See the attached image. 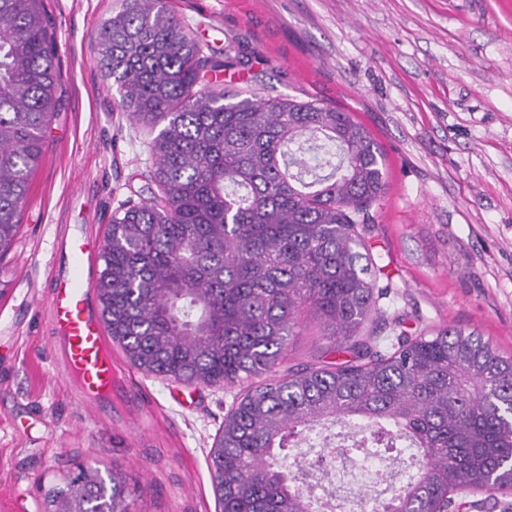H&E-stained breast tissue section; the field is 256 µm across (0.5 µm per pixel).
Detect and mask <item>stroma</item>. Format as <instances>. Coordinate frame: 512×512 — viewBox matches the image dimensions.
Instances as JSON below:
<instances>
[{"label":"stroma","instance_id":"35a3bbf8","mask_svg":"<svg viewBox=\"0 0 512 512\" xmlns=\"http://www.w3.org/2000/svg\"><path fill=\"white\" fill-rule=\"evenodd\" d=\"M122 0H44L56 35L59 111L31 178L0 289V512H45L77 465L122 473L129 512H218L210 449L237 387L146 375L120 349L112 405L81 401L54 349L56 239L101 243L120 206L159 195L149 144L101 64L98 29ZM203 54L246 65L204 88L315 100L350 112L385 157L372 251L392 288L379 305L408 334L445 325L512 354V0H168ZM314 322L286 366L342 362Z\"/></svg>","mask_w":512,"mask_h":512}]
</instances>
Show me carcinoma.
Masks as SVG:
<instances>
[{
  "label": "carcinoma",
  "mask_w": 512,
  "mask_h": 512,
  "mask_svg": "<svg viewBox=\"0 0 512 512\" xmlns=\"http://www.w3.org/2000/svg\"><path fill=\"white\" fill-rule=\"evenodd\" d=\"M128 116L151 141L161 198L112 216L96 293L112 343L148 375L240 393L211 448L220 512H311L313 485L279 450L325 422L417 473L393 512H449L475 492L512 495V355L476 331L367 330L390 284L371 253L384 155L351 115L315 100L198 87L201 47L164 0H127L96 37ZM60 73L44 0H0V260L14 250L33 172L58 111ZM333 366L280 369L305 316ZM114 472L81 468L48 512H128Z\"/></svg>",
  "instance_id": "carcinoma-1"
}]
</instances>
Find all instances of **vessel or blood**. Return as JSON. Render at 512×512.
Wrapping results in <instances>:
<instances>
[{
    "instance_id": "b4317fda",
    "label": "vessel or blood",
    "mask_w": 512,
    "mask_h": 512,
    "mask_svg": "<svg viewBox=\"0 0 512 512\" xmlns=\"http://www.w3.org/2000/svg\"><path fill=\"white\" fill-rule=\"evenodd\" d=\"M93 245L79 235L62 237L55 247L50 277L54 339L81 400L111 402L118 385L115 363L91 288L88 262Z\"/></svg>"
}]
</instances>
